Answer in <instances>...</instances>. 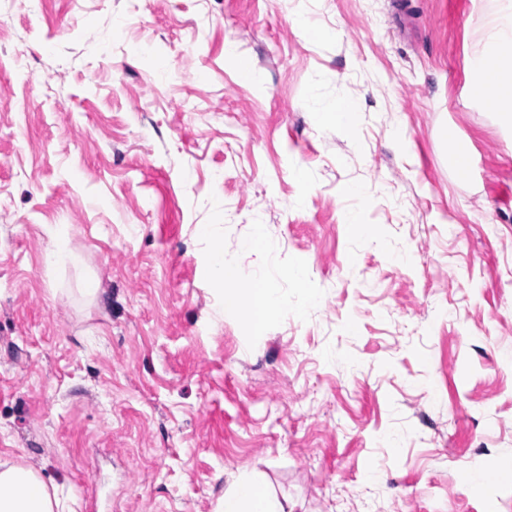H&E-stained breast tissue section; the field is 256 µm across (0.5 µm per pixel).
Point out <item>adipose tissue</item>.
Segmentation results:
<instances>
[{
	"label": "adipose tissue",
	"mask_w": 512,
	"mask_h": 512,
	"mask_svg": "<svg viewBox=\"0 0 512 512\" xmlns=\"http://www.w3.org/2000/svg\"><path fill=\"white\" fill-rule=\"evenodd\" d=\"M502 20L487 35V49L477 61V77L470 86L473 99L486 103L508 125L512 124V60L498 51L512 40V0H502ZM211 272L224 283L223 310L240 313L252 330H259L279 302L261 280L250 278L224 262L220 246H213ZM0 512H73L57 492L49 490L29 466L0 463ZM221 512H289L287 502L276 499L258 481L242 477L224 495Z\"/></svg>",
	"instance_id": "ef3b65f1"
}]
</instances>
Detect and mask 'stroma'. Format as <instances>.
<instances>
[{"label": "stroma", "mask_w": 512, "mask_h": 512, "mask_svg": "<svg viewBox=\"0 0 512 512\" xmlns=\"http://www.w3.org/2000/svg\"><path fill=\"white\" fill-rule=\"evenodd\" d=\"M499 10L0 0V462L77 512H218L243 473L293 512H512V125L469 95ZM216 243L282 304L260 332ZM323 112L330 123L336 128L352 131L357 127L358 114L352 102L346 103H331L321 107Z\"/></svg>", "instance_id": "stroma-1"}]
</instances>
